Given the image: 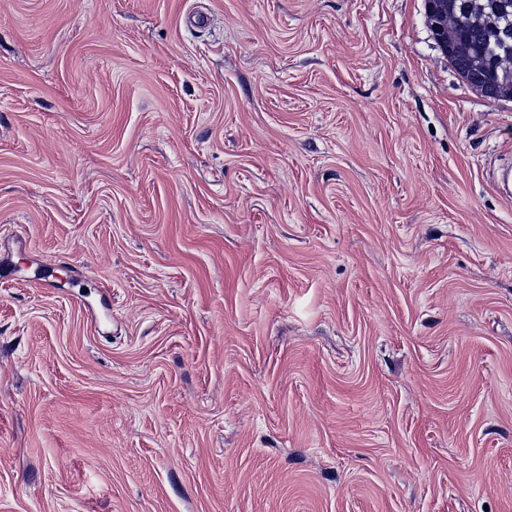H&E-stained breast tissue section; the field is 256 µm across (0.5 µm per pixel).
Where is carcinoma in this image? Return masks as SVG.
<instances>
[{"mask_svg": "<svg viewBox=\"0 0 512 512\" xmlns=\"http://www.w3.org/2000/svg\"><path fill=\"white\" fill-rule=\"evenodd\" d=\"M437 43L470 86L512 98V0H441Z\"/></svg>", "mask_w": 512, "mask_h": 512, "instance_id": "obj_1", "label": "carcinoma"}]
</instances>
